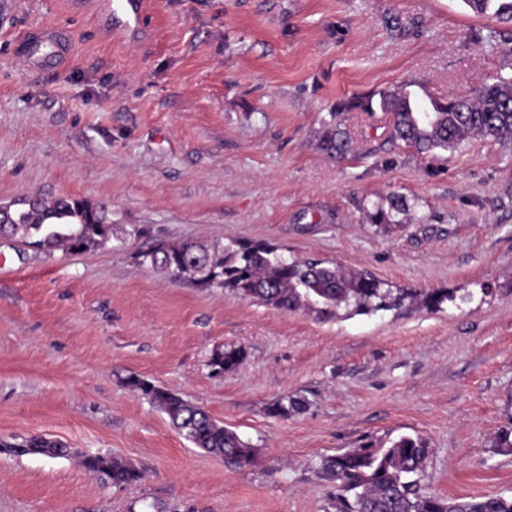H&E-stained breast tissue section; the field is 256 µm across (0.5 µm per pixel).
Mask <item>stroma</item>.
<instances>
[{
    "label": "stroma",
    "mask_w": 512,
    "mask_h": 512,
    "mask_svg": "<svg viewBox=\"0 0 512 512\" xmlns=\"http://www.w3.org/2000/svg\"><path fill=\"white\" fill-rule=\"evenodd\" d=\"M45 28L71 40L62 68L16 52ZM500 71L512 35L463 0H151L124 38L97 0H0V203H103L116 236L83 252L0 246V512H333L322 460L402 434L429 443V492H512V451L491 446L512 424V143L420 155L375 111L341 114L351 153L322 147L337 102L409 82L465 95ZM393 193L416 219L386 234L362 208ZM198 237L472 299L322 321L138 260ZM230 346L245 360L213 375ZM131 374L204 407L254 464L194 447ZM293 396L304 412L272 413ZM34 435L143 479L5 451ZM82 465L91 472L100 474L114 485H128L141 480L142 474L132 465L117 458L100 455L83 456Z\"/></svg>",
    "instance_id": "1"
}]
</instances>
